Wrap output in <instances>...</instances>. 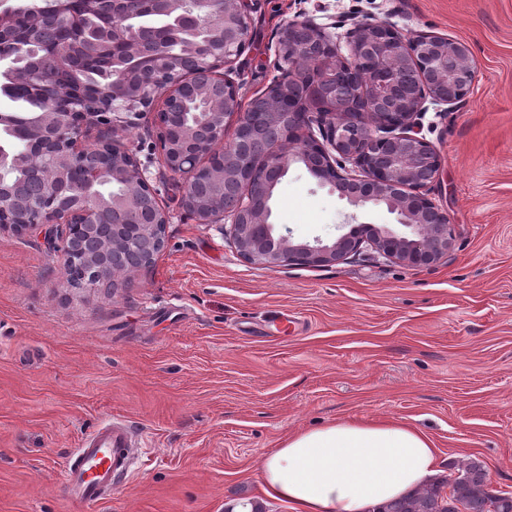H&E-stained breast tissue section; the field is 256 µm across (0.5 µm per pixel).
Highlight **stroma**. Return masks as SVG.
<instances>
[{"mask_svg": "<svg viewBox=\"0 0 512 512\" xmlns=\"http://www.w3.org/2000/svg\"><path fill=\"white\" fill-rule=\"evenodd\" d=\"M306 19L341 51L354 22L467 43L475 80L421 134L442 166L429 193L455 240L427 267L372 252L332 266L241 258L183 204L155 113L116 139L147 165L165 246L122 288L69 287L44 230L0 229V512H78L65 461L96 425L135 427L133 471L92 512H226L261 494V461L290 434L395 419L427 434L445 475L482 462L512 490V0H257L235 64L243 101L286 63L278 36ZM278 233L333 238L392 224L293 167L270 203ZM294 322L270 329L276 314Z\"/></svg>", "mask_w": 512, "mask_h": 512, "instance_id": "35a3bbf8", "label": "stroma"}]
</instances>
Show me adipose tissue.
I'll return each mask as SVG.
<instances>
[{
  "instance_id": "adipose-tissue-1",
  "label": "adipose tissue",
  "mask_w": 512,
  "mask_h": 512,
  "mask_svg": "<svg viewBox=\"0 0 512 512\" xmlns=\"http://www.w3.org/2000/svg\"><path fill=\"white\" fill-rule=\"evenodd\" d=\"M437 458L408 424L341 421L287 437L260 465L262 491L292 512H370L429 482Z\"/></svg>"
}]
</instances>
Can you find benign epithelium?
Wrapping results in <instances>:
<instances>
[{"label":"benign epithelium","instance_id":"7a95c632","mask_svg":"<svg viewBox=\"0 0 512 512\" xmlns=\"http://www.w3.org/2000/svg\"><path fill=\"white\" fill-rule=\"evenodd\" d=\"M253 2L224 0L219 7L217 0H152L182 29L209 28L210 36L192 47L189 71L160 47H136L124 13L114 12L112 26L93 40L125 47L113 60L112 90L99 94L104 103L88 108L78 95L59 109L52 104L26 125L38 146L35 156L19 160L0 152V167L24 164L41 182L40 191L27 198L0 186V227L25 233L45 226L49 244L62 239L63 267L73 288L116 289L128 274L149 269L163 249L169 218L147 167L111 134L128 126L130 117L154 111L157 102L185 100L197 89L206 93L203 117L191 122L186 112L155 110L158 140L166 167L187 177L185 206L202 224L229 225L225 234L240 257L268 267L333 265L364 244L415 266L444 257L454 230L448 213L428 197L441 160L420 136L419 119L426 103L451 111L468 93L475 78L470 46L427 34L408 39L382 22L365 20L349 33L347 58L325 28L292 22L279 35L288 70L245 105L230 74L248 46ZM54 11L64 25L81 30L68 0H54ZM15 20L16 8L0 0V36L14 30ZM26 51L23 39L0 43L6 79L0 88L11 86L13 62ZM131 69L153 77L130 86L120 76ZM258 103L274 109L272 140L291 147L242 157L231 166L224 151L226 119L236 117V146L249 134ZM92 129L99 135L87 144L84 137ZM303 163L352 207H386L402 230L358 224L337 238L301 242L278 234L252 190L276 183L291 165ZM106 173L127 187L110 207L89 194ZM74 177L79 187L68 200L64 193Z\"/></svg>","mask_w":512,"mask_h":512}]
</instances>
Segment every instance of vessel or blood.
<instances>
[{
  "label": "vessel or blood",
  "mask_w": 512,
  "mask_h": 512,
  "mask_svg": "<svg viewBox=\"0 0 512 512\" xmlns=\"http://www.w3.org/2000/svg\"><path fill=\"white\" fill-rule=\"evenodd\" d=\"M133 436L132 425L109 419L82 439L66 462L71 499L85 506L106 499L119 475L129 470Z\"/></svg>",
  "instance_id": "obj_1"
}]
</instances>
